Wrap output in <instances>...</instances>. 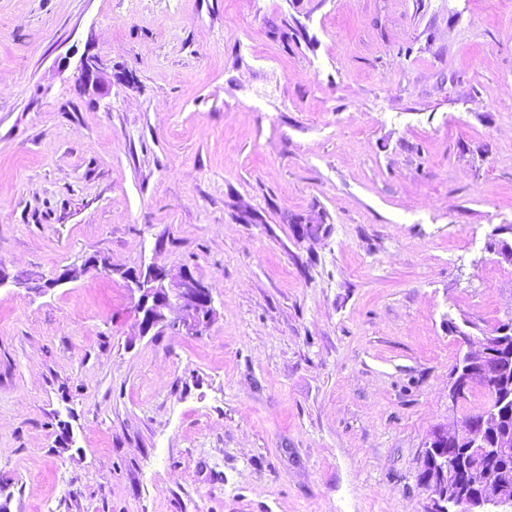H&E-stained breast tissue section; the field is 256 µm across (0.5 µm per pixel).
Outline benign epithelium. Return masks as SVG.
<instances>
[{
	"mask_svg": "<svg viewBox=\"0 0 512 512\" xmlns=\"http://www.w3.org/2000/svg\"><path fill=\"white\" fill-rule=\"evenodd\" d=\"M76 81L84 89L99 90L103 80L97 62L92 58L81 60ZM70 278L65 269L56 278L15 279L14 284L30 293L42 294L48 288ZM124 279L134 285L139 293L136 309L140 318L141 334L146 335L158 326H169L180 333L198 335L215 316L213 296L209 288L188 269L171 275L151 265L146 270L124 273ZM512 332V314L506 316L490 332L482 334L477 346H472L471 336L462 333L464 365L454 371L449 386L451 400L481 383L487 384L492 377L502 380L512 377V357L501 353L506 344L505 335ZM509 396L495 393V398L485 407L478 418L463 419L460 428L450 432L434 429L427 437L420 476L431 493L426 512H495L499 508L512 507L508 472L490 468L483 460L500 457L512 449V434L487 440L488 429L494 425L504 402ZM453 444L467 449L472 463L469 466L471 492L460 493L459 467L448 460L441 449Z\"/></svg>",
	"mask_w": 512,
	"mask_h": 512,
	"instance_id": "7a95c632",
	"label": "benign epithelium"
}]
</instances>
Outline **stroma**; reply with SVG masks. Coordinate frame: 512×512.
<instances>
[{
	"mask_svg": "<svg viewBox=\"0 0 512 512\" xmlns=\"http://www.w3.org/2000/svg\"><path fill=\"white\" fill-rule=\"evenodd\" d=\"M510 225L512 0H0V505L425 512ZM152 264L201 334H140ZM76 81L84 89L92 87L99 90L103 87V80L97 62L92 58H83L78 68ZM124 279L134 285V288L129 285L131 291L139 293L136 309L141 314L142 335L160 325L179 333L198 335L215 316L210 289L189 269L171 275L151 265L145 272L124 273ZM172 314L176 316L170 318Z\"/></svg>",
	"mask_w": 512,
	"mask_h": 512,
	"instance_id": "35a3bbf8",
	"label": "stroma"
}]
</instances>
